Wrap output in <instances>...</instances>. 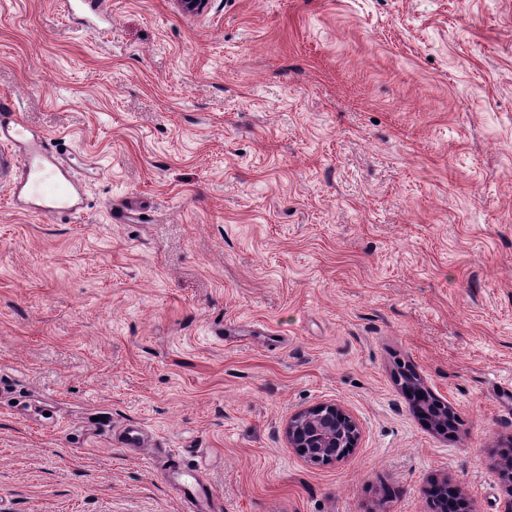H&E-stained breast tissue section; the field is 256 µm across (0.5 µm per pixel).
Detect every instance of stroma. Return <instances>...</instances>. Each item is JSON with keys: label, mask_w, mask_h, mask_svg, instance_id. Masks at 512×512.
Masks as SVG:
<instances>
[{"label": "stroma", "mask_w": 512, "mask_h": 512, "mask_svg": "<svg viewBox=\"0 0 512 512\" xmlns=\"http://www.w3.org/2000/svg\"><path fill=\"white\" fill-rule=\"evenodd\" d=\"M101 2L0 0L81 184L0 176V512H187L176 464L223 512H512V0ZM324 403L360 437L313 464ZM285 433L289 447L313 464L344 457L359 437L356 422L336 404H320L294 413Z\"/></svg>", "instance_id": "obj_1"}]
</instances>
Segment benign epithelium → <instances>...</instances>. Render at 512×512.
<instances>
[{"label":"benign epithelium","mask_w":512,"mask_h":512,"mask_svg":"<svg viewBox=\"0 0 512 512\" xmlns=\"http://www.w3.org/2000/svg\"><path fill=\"white\" fill-rule=\"evenodd\" d=\"M285 433L289 447L313 464L344 457L359 437L356 422L335 404H320L294 413Z\"/></svg>","instance_id":"benign-epithelium-1"}]
</instances>
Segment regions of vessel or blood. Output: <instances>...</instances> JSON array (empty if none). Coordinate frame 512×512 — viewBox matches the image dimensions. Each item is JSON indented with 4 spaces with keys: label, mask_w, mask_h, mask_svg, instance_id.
Here are the masks:
<instances>
[{
    "label": "vessel or blood",
    "mask_w": 512,
    "mask_h": 512,
    "mask_svg": "<svg viewBox=\"0 0 512 512\" xmlns=\"http://www.w3.org/2000/svg\"><path fill=\"white\" fill-rule=\"evenodd\" d=\"M4 144L13 146L22 156L13 192L16 203L33 205L55 215L77 211L78 184L64 153L51 140H35L20 121L0 119V145ZM169 477L181 483L190 512H222V502L206 481L176 469L171 470Z\"/></svg>",
    "instance_id": "b4317fda"
}]
</instances>
